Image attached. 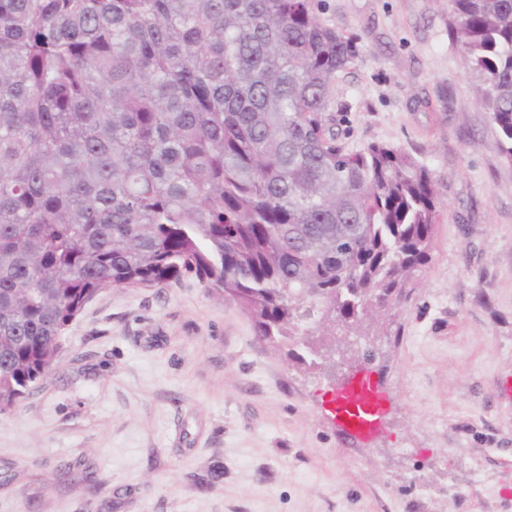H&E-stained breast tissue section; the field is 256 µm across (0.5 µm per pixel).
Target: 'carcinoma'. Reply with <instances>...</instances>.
I'll list each match as a JSON object with an SVG mask.
<instances>
[{
	"instance_id": "cac0c4a2",
	"label": "carcinoma",
	"mask_w": 512,
	"mask_h": 512,
	"mask_svg": "<svg viewBox=\"0 0 512 512\" xmlns=\"http://www.w3.org/2000/svg\"><path fill=\"white\" fill-rule=\"evenodd\" d=\"M512 160V0H449ZM357 51L310 0H0V414L100 291L186 274L318 368L408 300L441 206L398 147L326 129Z\"/></svg>"
}]
</instances>
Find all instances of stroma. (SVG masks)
Masks as SVG:
<instances>
[{"label":"stroma","instance_id":"obj_1","mask_svg":"<svg viewBox=\"0 0 512 512\" xmlns=\"http://www.w3.org/2000/svg\"><path fill=\"white\" fill-rule=\"evenodd\" d=\"M312 6L357 46L327 127L440 189L408 301L337 340L330 372L196 278L99 292L0 415V512H512V160L479 76L448 0ZM355 365L383 395L367 438L334 411Z\"/></svg>","mask_w":512,"mask_h":512}]
</instances>
